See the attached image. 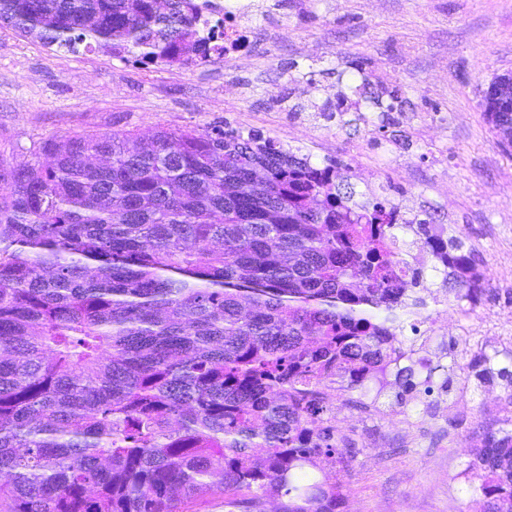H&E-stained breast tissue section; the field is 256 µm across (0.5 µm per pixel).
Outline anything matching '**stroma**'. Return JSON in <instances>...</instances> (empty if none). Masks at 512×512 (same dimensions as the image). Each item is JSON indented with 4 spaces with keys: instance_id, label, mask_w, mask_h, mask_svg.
I'll list each match as a JSON object with an SVG mask.
<instances>
[{
    "instance_id": "35a3bbf8",
    "label": "stroma",
    "mask_w": 512,
    "mask_h": 512,
    "mask_svg": "<svg viewBox=\"0 0 512 512\" xmlns=\"http://www.w3.org/2000/svg\"><path fill=\"white\" fill-rule=\"evenodd\" d=\"M249 9V55L228 63L140 66L101 52L50 50L0 26V161L23 165L48 139L219 125L261 134L311 163L332 160L357 204L389 198L461 237L490 291L461 312L451 271L426 268L406 341L451 344L448 394L369 415L336 401L349 441L341 512H482L468 467L481 431L512 418V389L478 386L472 355L512 351V146L482 106L512 72V0H278ZM350 105L328 119L327 96Z\"/></svg>"
}]
</instances>
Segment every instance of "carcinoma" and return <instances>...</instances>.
<instances>
[{"mask_svg": "<svg viewBox=\"0 0 512 512\" xmlns=\"http://www.w3.org/2000/svg\"><path fill=\"white\" fill-rule=\"evenodd\" d=\"M46 48L143 67L224 58L196 0H0ZM496 134L512 107L483 100ZM329 173L221 127L77 135L0 164V512H339L345 438L329 391L394 394L444 369L403 351L420 237L457 283L471 255L433 220L350 204ZM480 383L512 367L480 352ZM470 464L484 512H512V429Z\"/></svg>", "mask_w": 512, "mask_h": 512, "instance_id": "carcinoma-1", "label": "carcinoma"}]
</instances>
